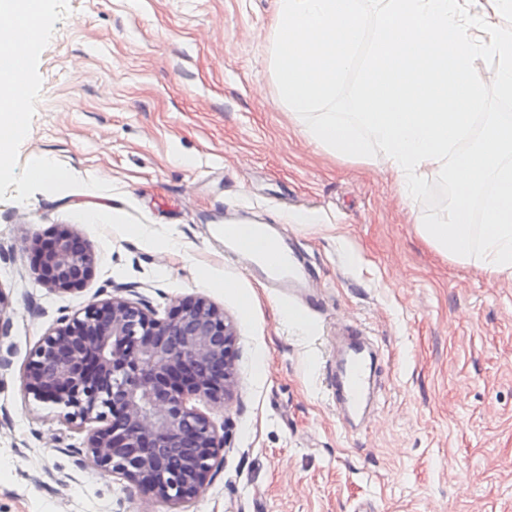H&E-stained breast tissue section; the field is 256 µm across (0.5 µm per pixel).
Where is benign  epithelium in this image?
Here are the masks:
<instances>
[{"mask_svg": "<svg viewBox=\"0 0 512 512\" xmlns=\"http://www.w3.org/2000/svg\"><path fill=\"white\" fill-rule=\"evenodd\" d=\"M35 279L72 291L95 256L74 233L32 242ZM237 334L207 298L189 295L160 318L143 299L112 296L57 320L30 355L27 392L87 428V458L178 509L213 479L227 433L194 405L228 401Z\"/></svg>", "mask_w": 512, "mask_h": 512, "instance_id": "benign-epithelium-1", "label": "benign epithelium"}]
</instances>
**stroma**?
<instances>
[{"instance_id":"35a3bbf8","label":"stroma","mask_w":512,"mask_h":512,"mask_svg":"<svg viewBox=\"0 0 512 512\" xmlns=\"http://www.w3.org/2000/svg\"><path fill=\"white\" fill-rule=\"evenodd\" d=\"M276 0H48L18 38L24 130L0 161V512H173L80 459L85 430L23 386L62 315L134 290L159 316L188 295L237 330L236 385L202 404L233 438L186 512H512V280L420 239L383 156L311 143L276 90ZM274 224L305 259L299 314L227 264L207 229ZM93 249L75 292L35 279L25 241ZM380 351L369 423L346 429L326 374L336 337Z\"/></svg>"}]
</instances>
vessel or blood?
Masks as SVG:
<instances>
[{
	"mask_svg": "<svg viewBox=\"0 0 512 512\" xmlns=\"http://www.w3.org/2000/svg\"><path fill=\"white\" fill-rule=\"evenodd\" d=\"M273 224L229 222L214 230L224 256L258 274L283 297L293 298L306 284L301 263ZM372 356L367 346L349 341L336 362V394L355 414H364L370 389Z\"/></svg>",
	"mask_w": 512,
	"mask_h": 512,
	"instance_id": "1",
	"label": "vessel or blood"
}]
</instances>
